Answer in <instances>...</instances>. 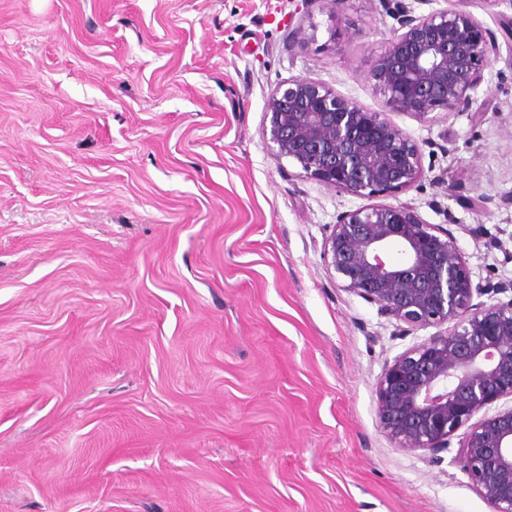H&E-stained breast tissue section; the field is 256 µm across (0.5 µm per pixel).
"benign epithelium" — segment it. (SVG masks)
<instances>
[{"label": "benign epithelium", "instance_id": "1", "mask_svg": "<svg viewBox=\"0 0 512 512\" xmlns=\"http://www.w3.org/2000/svg\"><path fill=\"white\" fill-rule=\"evenodd\" d=\"M397 23L370 70L385 112L364 109L318 80L278 86L263 136L307 178L358 197L420 186L419 146L391 118L437 109L469 112L499 55L496 35L467 0L416 15L406 0H378ZM398 249L402 259L390 257ZM338 286L377 307L408 336L437 332L386 363L376 382L378 427L392 446L432 456L451 447L491 512H512V282H473L454 234L406 204H371L336 216L323 242ZM489 296L488 301L481 300Z\"/></svg>", "mask_w": 512, "mask_h": 512}]
</instances>
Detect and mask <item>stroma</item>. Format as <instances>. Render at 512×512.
Here are the masks:
<instances>
[{"label":"stroma","instance_id":"stroma-1","mask_svg":"<svg viewBox=\"0 0 512 512\" xmlns=\"http://www.w3.org/2000/svg\"><path fill=\"white\" fill-rule=\"evenodd\" d=\"M466 8L500 46L488 110L393 114L424 185L394 201L507 282L512 41ZM393 27L377 0H0V512H490L457 448L377 426L385 363L429 333L326 270L364 199L262 135L297 77L384 111Z\"/></svg>","mask_w":512,"mask_h":512}]
</instances>
